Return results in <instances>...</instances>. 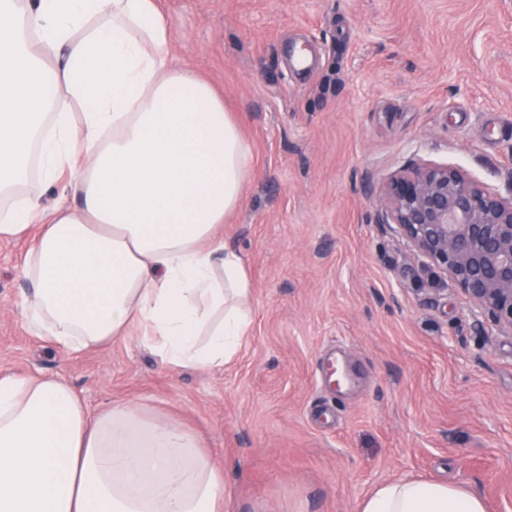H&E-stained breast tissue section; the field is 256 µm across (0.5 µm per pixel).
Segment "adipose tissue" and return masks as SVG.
Segmentation results:
<instances>
[{
    "label": "adipose tissue",
    "instance_id": "adipose-tissue-1",
    "mask_svg": "<svg viewBox=\"0 0 512 512\" xmlns=\"http://www.w3.org/2000/svg\"><path fill=\"white\" fill-rule=\"evenodd\" d=\"M159 0H0V239L30 237L26 328L78 352L142 329L171 368H220L251 326L246 258L217 237L252 155L223 98L176 66ZM83 103L73 121L69 102ZM56 199L25 192L29 161ZM194 431L59 376L0 375V512H223ZM358 512H487L405 477Z\"/></svg>",
    "mask_w": 512,
    "mask_h": 512
}]
</instances>
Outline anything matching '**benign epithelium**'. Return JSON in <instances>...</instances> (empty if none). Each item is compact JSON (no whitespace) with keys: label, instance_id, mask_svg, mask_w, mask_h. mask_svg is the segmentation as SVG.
<instances>
[{"label":"benign epithelium","instance_id":"obj_1","mask_svg":"<svg viewBox=\"0 0 512 512\" xmlns=\"http://www.w3.org/2000/svg\"><path fill=\"white\" fill-rule=\"evenodd\" d=\"M381 224L450 277L482 317L512 334V196L459 167L415 164L380 188Z\"/></svg>","mask_w":512,"mask_h":512}]
</instances>
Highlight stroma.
Listing matches in <instances>:
<instances>
[{
	"label": "stroma",
	"instance_id": "stroma-1",
	"mask_svg": "<svg viewBox=\"0 0 512 512\" xmlns=\"http://www.w3.org/2000/svg\"><path fill=\"white\" fill-rule=\"evenodd\" d=\"M175 62L252 153L224 244L252 323L221 369H173L139 329L78 353L25 327L29 240L0 241V374L64 376L198 432L224 512H357L405 476L512 512V335L377 220L401 168L512 191V0H162ZM313 53L306 72L289 47Z\"/></svg>",
	"mask_w": 512,
	"mask_h": 512
}]
</instances>
